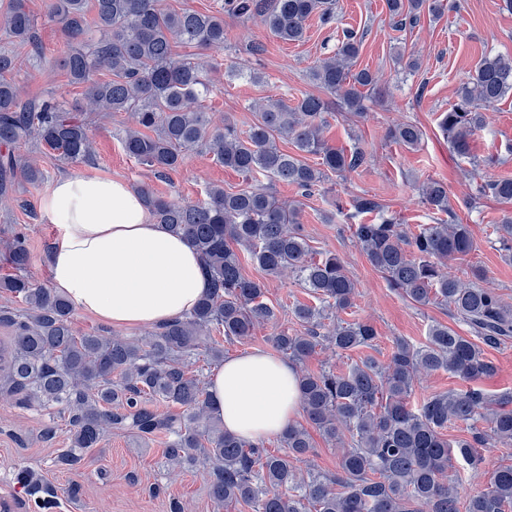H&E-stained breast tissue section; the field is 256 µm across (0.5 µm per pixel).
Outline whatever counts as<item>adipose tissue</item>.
Wrapping results in <instances>:
<instances>
[{
    "instance_id": "adipose-tissue-1",
    "label": "adipose tissue",
    "mask_w": 512,
    "mask_h": 512,
    "mask_svg": "<svg viewBox=\"0 0 512 512\" xmlns=\"http://www.w3.org/2000/svg\"><path fill=\"white\" fill-rule=\"evenodd\" d=\"M56 226L49 253L53 291L111 327H158L193 309L207 289L199 254L155 223L125 182L71 173L42 197ZM296 369L256 350L225 359L207 392L224 429L260 442L302 413Z\"/></svg>"
}]
</instances>
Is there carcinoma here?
Instances as JSON below:
<instances>
[{
    "instance_id": "carcinoma-1",
    "label": "carcinoma",
    "mask_w": 512,
    "mask_h": 512,
    "mask_svg": "<svg viewBox=\"0 0 512 512\" xmlns=\"http://www.w3.org/2000/svg\"><path fill=\"white\" fill-rule=\"evenodd\" d=\"M446 0H387L400 28L415 26L425 12L439 16ZM329 22L335 0H224V12L162 9L157 0H52L49 15L75 45L60 67L71 84L84 90L93 112L129 114L122 147L137 165L156 173L180 167L185 155L200 150L239 174L262 175L228 192L206 189L203 198L183 202L141 190L158 224L183 237L200 255L208 291L182 318L139 338L76 334L72 303L20 275L30 265L27 235L3 241L17 274L0 278V288L26 305L19 315L0 307V326L11 336L0 343V386L26 409L67 416L70 447L56 462L68 469L81 464L84 452L112 429L140 437L162 434L170 471L204 469L217 508L245 505L251 512H460L458 487L448 468L462 461L473 470L485 467L479 449L512 444V393L488 397L478 389L426 397L415 406L410 397L422 374L445 371L466 380L493 375L496 366L484 347L512 338V305L479 285L484 273L473 267L468 279L448 272V261L473 248L469 225L421 224L409 233L395 217L355 225L353 236L369 263L389 286L414 305L438 301L469 327L472 337L446 325L429 327L420 346L400 340L389 361L371 356L336 372L298 371L302 410L311 426L338 451V472L302 470L313 447L302 425L281 435L285 452L274 454L262 443L238 438L214 417L200 370L203 357L224 360L213 333L228 342H244L275 319L266 301V284L242 272L247 253L264 277L293 276L314 299L293 310L299 330L283 328L271 337L274 348L299 364L317 348L345 353L372 345L368 321H345L356 283L343 260L331 252H313L300 229L301 210L278 199L272 184L284 182L311 193L334 175L346 177L367 162L366 152H346L328 143L324 129L331 104L308 94L290 105L269 98L253 105L257 120L245 132L216 122L207 104L214 65L178 48L224 49V16L257 20L278 40L300 42L305 22L314 15ZM38 19L25 0H10L0 15V31L12 48L0 50V199L23 182L32 187L44 171L16 153L13 145L34 141L58 160L85 161L94 155L87 119L79 108L54 97L23 98L14 76L37 69L43 54L36 41ZM26 49L20 55L14 47ZM361 38L344 32L332 54L310 68L313 82L349 114L365 115L364 101L378 95L370 70H353ZM512 93V56L486 54L475 64L442 113L439 128L456 151L466 154L487 123L486 110ZM423 137L411 122H394L387 138L413 149ZM292 142L290 153L278 141ZM318 158L316 166L303 155ZM421 202L453 215L448 187L429 180L419 187ZM474 197L512 201V178L483 177ZM360 214L379 212L374 198L359 196ZM497 243L512 259V215L495 225ZM183 408V415L161 414L154 402ZM451 422L469 426L468 436L448 440ZM486 488L464 502L465 512H512V463H494Z\"/></svg>"
}]
</instances>
